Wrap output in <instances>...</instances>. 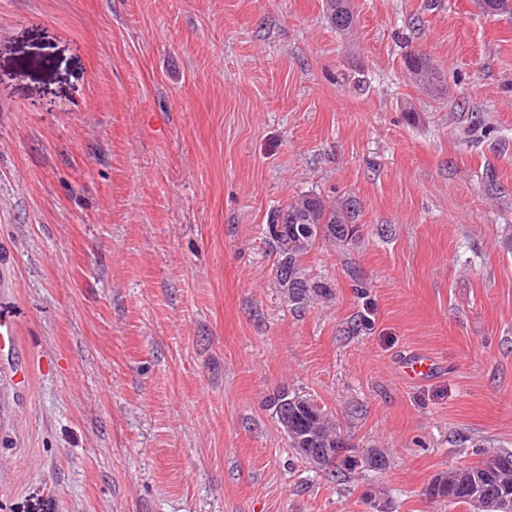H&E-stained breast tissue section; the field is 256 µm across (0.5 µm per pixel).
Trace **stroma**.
Wrapping results in <instances>:
<instances>
[{
  "label": "stroma",
  "mask_w": 512,
  "mask_h": 512,
  "mask_svg": "<svg viewBox=\"0 0 512 512\" xmlns=\"http://www.w3.org/2000/svg\"><path fill=\"white\" fill-rule=\"evenodd\" d=\"M353 3L0 0V512H472L426 489L512 452V13ZM305 193L360 237L298 309ZM280 391L386 469L301 461ZM326 14L337 31H347L356 22L351 0H325ZM405 71L414 77L426 90L436 89L441 82V75L434 67L427 55L419 52H410L404 56ZM295 224H299L298 236L299 231L305 235L312 233V224H319L318 232L327 224L330 229L336 228V233L333 231L320 237L314 233L306 244L301 237L297 241L303 246L297 248V245H293ZM357 232L356 225L348 224L347 216L342 210L331 207L320 195L313 193L301 195L285 209L273 213L268 224V233L272 247L281 257L278 266V278L282 276L279 278L280 286L287 289L288 300L293 305H303L316 290L326 288L312 280L306 272L303 261L311 249L321 240H328L344 249L355 240ZM403 372L411 380L421 381L431 377L437 370L432 358L418 355L409 360L403 367Z\"/></svg>",
  "instance_id": "stroma-1"
}]
</instances>
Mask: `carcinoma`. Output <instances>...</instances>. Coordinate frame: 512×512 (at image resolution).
<instances>
[{
	"mask_svg": "<svg viewBox=\"0 0 512 512\" xmlns=\"http://www.w3.org/2000/svg\"><path fill=\"white\" fill-rule=\"evenodd\" d=\"M326 14L330 23L338 31H347L356 22L352 0H325ZM405 71L414 77L423 88L432 91L441 82V75L430 59L418 52L404 56ZM297 224H325L332 232L317 236L311 235L306 244L297 247L293 245ZM268 233L272 247L280 255L278 275L280 286L287 289L288 300L295 305L304 304L310 295L323 289V285L315 282L306 272L304 258L320 241L327 240L339 248H345L354 240L357 233L356 225L347 222V216L339 209L328 205L316 194H304L298 197L286 208L273 213L268 224ZM316 414L306 419L305 429L313 430L319 439H329L340 434L336 420L328 412L318 406H313ZM502 459H512V453H501L481 460L475 464L464 465L462 476L448 478L442 473L434 477L428 485V495L434 499L440 498L451 504L470 503L469 494L462 485L477 481L487 492L496 493L502 488V483L512 485V466L500 476L486 482L484 476L492 465Z\"/></svg>",
	"mask_w": 512,
	"mask_h": 512,
	"instance_id": "1",
	"label": "carcinoma"
}]
</instances>
